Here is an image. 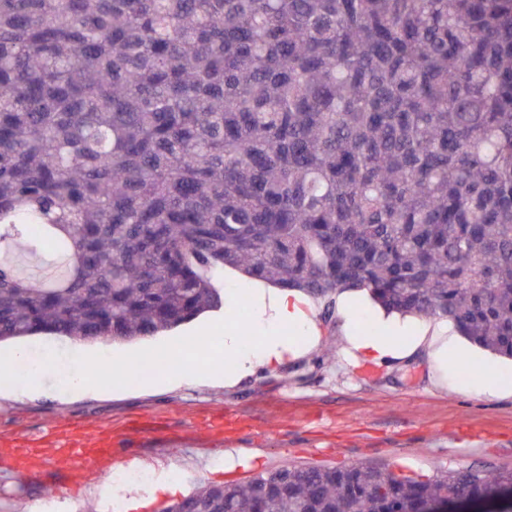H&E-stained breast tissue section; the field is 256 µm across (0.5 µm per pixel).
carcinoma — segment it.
<instances>
[{
  "label": "carcinoma",
  "mask_w": 512,
  "mask_h": 512,
  "mask_svg": "<svg viewBox=\"0 0 512 512\" xmlns=\"http://www.w3.org/2000/svg\"><path fill=\"white\" fill-rule=\"evenodd\" d=\"M0 343L141 340L224 267L512 359V0H0ZM512 468L284 464L164 512H512Z\"/></svg>",
  "instance_id": "carcinoma-1"
}]
</instances>
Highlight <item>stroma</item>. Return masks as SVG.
I'll use <instances>...</instances> for the list:
<instances>
[{"label":"stroma","instance_id":"35a3bbf8","mask_svg":"<svg viewBox=\"0 0 512 512\" xmlns=\"http://www.w3.org/2000/svg\"><path fill=\"white\" fill-rule=\"evenodd\" d=\"M308 317L321 340L304 357L288 358L232 386H146L103 391L68 388L88 362L69 340L46 335L23 340L31 361L51 354L59 386L18 396L0 390V437L35 436L69 416L117 435L142 421L168 431L143 433L135 466L113 467L109 478L42 488L0 468V512H162L198 488L248 481L289 463L298 467L378 464L432 477L437 471L512 468V361L459 340L448 367L436 372L424 356L380 366L357 377L343 350L345 331H369L376 310L355 297L351 312L325 322L307 298ZM223 332V313L207 312L161 335L132 343H97L104 355L151 350L192 335Z\"/></svg>","mask_w":512,"mask_h":512}]
</instances>
